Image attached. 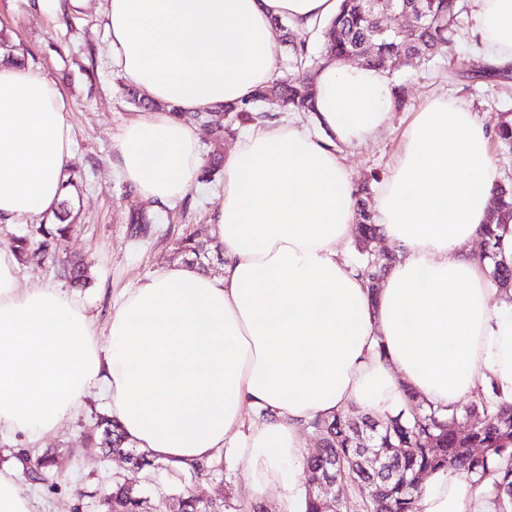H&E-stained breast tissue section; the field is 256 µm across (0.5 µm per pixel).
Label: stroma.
I'll return each instance as SVG.
<instances>
[{
  "label": "stroma",
  "instance_id": "obj_1",
  "mask_svg": "<svg viewBox=\"0 0 512 512\" xmlns=\"http://www.w3.org/2000/svg\"><path fill=\"white\" fill-rule=\"evenodd\" d=\"M104 7L105 0H87L70 21L51 23L30 13L26 0H0V53L25 55L27 63L45 71L67 99V120L75 141L72 164L83 179L78 189L66 195L75 234L59 243L57 255L63 258L75 251L84 255L92 285L80 296L100 324L127 288L165 266L192 263V256L181 252L183 238L202 244L207 254L205 272L220 275L222 258L215 251L218 239L213 224L223 194V177L218 174L212 181L193 186L165 211H149L148 236L131 237L132 213L142 199L121 176L112 143L140 108L127 99L128 84L105 54ZM484 59L482 45L466 28L446 58L426 64L407 61L390 71L393 85L404 90V102L391 107L388 127L369 140L338 147L355 188L377 191L399 157L403 132L415 112L438 97L476 113L492 134L489 151L499 182H512V146L495 135L498 125L512 119V79L476 77L475 70ZM105 410L102 399H88L77 415L62 423L57 436L44 444V452L53 455L56 464L53 482L35 490L41 512H95L92 493L104 492L116 478L126 475L123 459L105 454L85 439ZM143 473L149 478L152 512H172V494L185 489L216 502L234 501L241 512H253L258 504L265 512H283L277 500L253 495L227 450L218 453L192 481L149 467Z\"/></svg>",
  "mask_w": 512,
  "mask_h": 512
}]
</instances>
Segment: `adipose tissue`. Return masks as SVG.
Segmentation results:
<instances>
[{
    "label": "adipose tissue",
    "instance_id": "adipose-tissue-1",
    "mask_svg": "<svg viewBox=\"0 0 512 512\" xmlns=\"http://www.w3.org/2000/svg\"><path fill=\"white\" fill-rule=\"evenodd\" d=\"M108 54L153 101L113 140L125 179L153 209L196 185L194 127L278 76L285 18L322 26L338 0H105ZM493 63L512 64V0H472ZM393 86L364 65L314 79V130L255 121L224 159L220 275L175 264L130 288L105 329L65 289L19 288L0 247V436L39 449L90 392L136 447L178 467L240 452L254 495L304 512L301 427L358 407L379 417L459 407L477 387L512 402V303L491 299L471 253L492 208L489 134L441 98L416 113L376 196L375 222L399 260L371 291L346 259L356 190L337 144L388 125ZM67 101L41 69L0 57V224L52 213L73 156ZM262 414L246 424L245 409ZM416 512H498L491 483L448 468L423 482Z\"/></svg>",
    "mask_w": 512,
    "mask_h": 512
}]
</instances>
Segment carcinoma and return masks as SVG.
Masks as SVG:
<instances>
[{
  "mask_svg": "<svg viewBox=\"0 0 512 512\" xmlns=\"http://www.w3.org/2000/svg\"><path fill=\"white\" fill-rule=\"evenodd\" d=\"M340 0L336 15L322 28L326 56L335 62L365 47L372 48L363 58V64L381 69L393 56L401 52H415L427 60L443 53L453 42L460 24L459 0H400L416 15H423L411 40L403 42L378 33L376 17L384 4L373 0ZM281 33V43L288 54V64L294 70L286 80H277L261 89L249 101L224 106V112L242 121L257 116V105L274 100L281 106L297 112L313 111L312 94L300 93L296 83L311 78L318 60L312 56L304 38L294 39L291 25L275 20ZM493 210L483 237L487 250L480 256L492 262L490 277L499 290H512V263L506 260V238L512 236V188L498 185L493 190ZM360 255L357 273L366 279L372 289L380 287L389 265L376 254L380 233L366 208L359 210ZM73 225L67 223L63 210L52 223L33 224L10 239L9 246L18 260L31 256L44 258L55 252L61 239L71 236ZM57 275L76 286L88 284V269L83 260H68L57 268ZM408 407L384 419H373L366 413L354 420L349 413L317 418L308 426L319 436L318 453L309 457L306 475L323 473L331 466V476L337 483L348 480L360 493L367 512H415V501L420 487L411 486L412 476L429 474L448 467L466 473L472 485L492 478L503 512L512 510V403L504 402L496 390L484 388L475 392L462 409L441 413L427 408L417 396L407 392ZM97 428L101 429L100 445L112 450L126 447L127 438L119 422L102 415ZM386 458L394 456L393 473L377 478L374 473L362 475L358 460L365 457L366 449ZM480 452H474V449ZM22 479L34 486L49 479L50 461L43 456L26 454L20 458ZM149 496L142 486V477L116 481L109 492L99 500V512H146ZM336 506L329 505L317 495L305 493V512H342L341 498L333 496ZM230 502L206 504L197 500L190 491L176 497L177 512H228Z\"/></svg>",
  "mask_w": 512,
  "mask_h": 512,
  "instance_id": "1",
  "label": "carcinoma"
}]
</instances>
